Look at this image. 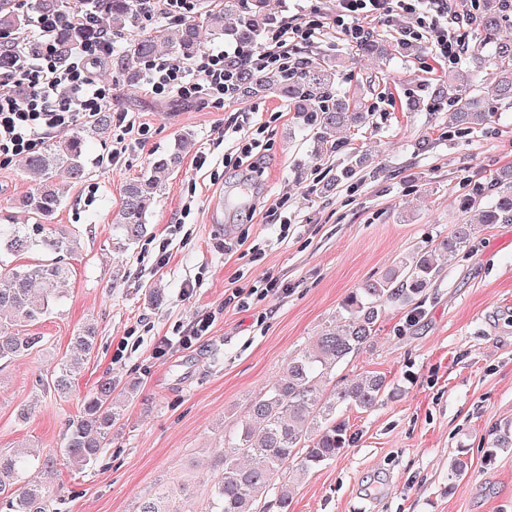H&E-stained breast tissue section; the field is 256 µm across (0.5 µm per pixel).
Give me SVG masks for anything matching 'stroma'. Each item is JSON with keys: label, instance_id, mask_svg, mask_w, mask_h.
<instances>
[{"label": "stroma", "instance_id": "1", "mask_svg": "<svg viewBox=\"0 0 512 512\" xmlns=\"http://www.w3.org/2000/svg\"><path fill=\"white\" fill-rule=\"evenodd\" d=\"M393 55L386 71L334 33L300 50L298 60L340 58L339 88L374 106L367 130L315 162L294 113L277 98L154 102L138 90L115 109L144 124L140 144L120 158L112 127L89 146L93 162L71 185L56 227L80 248L60 313L33 326L44 350L0 369V453L20 441L59 458L67 424L104 376L136 394L112 428V442L83 469L57 463L54 512H136L160 488L188 485L181 512H204L222 472L214 449L236 430L251 400L331 323L343 297L382 277L409 252L432 247L475 212L458 207L467 184L490 181L512 164V108L464 139H450L443 113L406 107L442 71L428 38ZM264 123L263 160L250 172L234 162L238 138ZM192 131L150 216L147 235L126 246L112 230L124 185L156 155ZM206 154L197 166L198 154ZM360 161L354 177L337 171ZM281 208L287 241L270 216ZM167 263H160V256ZM442 277L418 311L385 308L373 342L340 375H385L392 397L343 417L347 450L293 484L290 512H512V452L482 465L484 436L512 420V224L482 226L470 247L441 258ZM274 276L286 292L225 305L231 288ZM213 317L189 348L156 352L159 339ZM94 320L98 341L67 397L43 392L40 378L68 355L79 324ZM27 421H18L20 406ZM467 471L448 478L451 456Z\"/></svg>", "mask_w": 512, "mask_h": 512}]
</instances>
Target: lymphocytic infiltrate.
Returning <instances> with one entry per match:
<instances>
[{
  "label": "lymphocytic infiltrate",
  "mask_w": 512,
  "mask_h": 512,
  "mask_svg": "<svg viewBox=\"0 0 512 512\" xmlns=\"http://www.w3.org/2000/svg\"><path fill=\"white\" fill-rule=\"evenodd\" d=\"M476 10V0H333L328 10L314 6L280 16L254 47L211 48L186 64L153 59L144 66L142 93L152 99H193L220 108L236 67H256L298 52L330 29L347 42H359L365 23L373 20H414L416 26L427 28L438 59L453 65L464 48L454 29L472 25ZM31 38L40 46L37 54H19L15 67L0 68V167L38 152L49 139L112 104L111 83L95 71L112 52L110 32L99 31L95 42L79 48L63 67L57 62L56 21L29 13L25 30L13 40L23 46Z\"/></svg>",
  "instance_id": "lymphocytic-infiltrate-1"
}]
</instances>
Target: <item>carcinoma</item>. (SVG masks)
I'll use <instances>...</instances> for the list:
<instances>
[{
	"instance_id": "obj_1",
	"label": "carcinoma",
	"mask_w": 512,
	"mask_h": 512,
	"mask_svg": "<svg viewBox=\"0 0 512 512\" xmlns=\"http://www.w3.org/2000/svg\"><path fill=\"white\" fill-rule=\"evenodd\" d=\"M267 0H213L205 5L206 30L193 20L177 24V33L152 24L156 6L152 0H37V9L57 19L73 14L95 18L93 26L59 27V63L68 61L71 50L98 35V26L108 28L119 39L112 51V73L124 85H136L143 66L164 53L175 62L197 58L214 41L225 38L254 46L262 32L274 22ZM26 18L14 0H0V67L8 68L17 52L10 41L25 25ZM481 43L494 67V97L477 93L473 70H450L444 79L423 85V97L432 110L447 113L448 136L461 139L485 126L498 106L512 105V7L502 0L486 3L477 16ZM365 56L385 60L384 40L367 32L357 45ZM232 98L244 101L276 96L294 112L308 131L311 155L321 161L339 152L343 142L337 133L369 124L373 107L363 98H347L336 87V69L330 59L314 58L299 66L281 65L274 70L238 67ZM112 114L99 112L88 124L70 130L60 141L26 159L37 187L15 202L29 214L30 223L13 224L9 213L0 214V365L10 364L45 346V337L29 328L59 310L69 275L65 257L74 253L75 238L52 227L65 202L67 184L89 175L87 143L102 139L110 130ZM184 132L175 147L154 157L146 175L123 188L112 224L122 241L131 245L147 234L148 217L156 197L180 164L181 150L191 140ZM464 211L485 204L481 223L512 224V166L502 169L488 183H477L459 197ZM477 225L458 224L430 250L413 251L384 278L366 280L343 299L337 323L324 329L313 344L288 362L276 382L254 402L240 427L224 437L220 458L222 476L211 487L208 512H265L259 504L272 498L278 512H289L292 495L288 469L305 475L336 458L350 447L343 408L370 410L390 395L386 377L369 374L354 381H340L329 397L321 399L324 386L336 368L365 348L376 334V324L386 306L400 309L419 306L440 276L437 253H455L476 238ZM34 248L55 255L50 263L15 265L4 259ZM97 325L86 322L72 336L76 355L64 357L50 376L41 380L44 390L68 393L81 374L84 360L96 347ZM116 382L105 376L82 400L76 419L69 422L62 455L69 464L83 469L112 442V426L119 420L122 401L115 396ZM512 449V421L488 431L483 461L494 464L500 452ZM38 465L43 480H28L26 471ZM56 470V458H36L30 445L20 444L7 455L0 454V503L7 512H54L48 483ZM189 487L167 488L144 499L137 512H179L177 500Z\"/></svg>"
}]
</instances>
